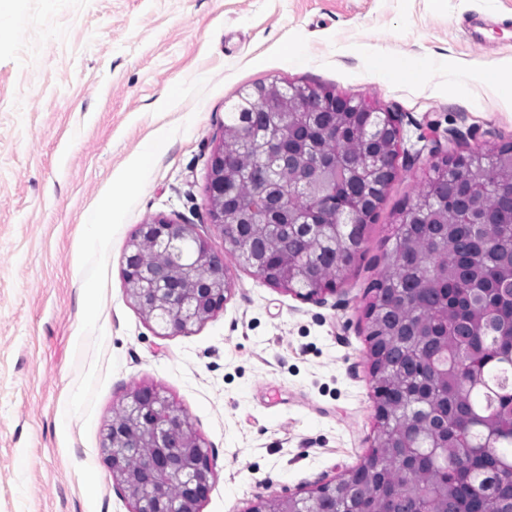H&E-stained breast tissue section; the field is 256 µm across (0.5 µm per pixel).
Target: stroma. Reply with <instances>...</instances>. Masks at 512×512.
<instances>
[{
    "mask_svg": "<svg viewBox=\"0 0 512 512\" xmlns=\"http://www.w3.org/2000/svg\"><path fill=\"white\" fill-rule=\"evenodd\" d=\"M0 26V512H134L103 435L145 387L213 464L200 512L301 497L360 465L377 437L367 307L399 212L441 159L512 143L498 93L449 90L440 70L381 84L369 50L387 64L512 57V0H17ZM292 49L309 63L290 65ZM274 80L366 98L402 123L354 264L309 299L243 266L210 218L224 113ZM161 217L193 225L231 282L222 308L174 336L123 275L139 226Z\"/></svg>",
    "mask_w": 512,
    "mask_h": 512,
    "instance_id": "1",
    "label": "stroma"
}]
</instances>
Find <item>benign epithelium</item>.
<instances>
[{"instance_id":"benign-epithelium-1","label":"benign epithelium","mask_w":512,"mask_h":512,"mask_svg":"<svg viewBox=\"0 0 512 512\" xmlns=\"http://www.w3.org/2000/svg\"><path fill=\"white\" fill-rule=\"evenodd\" d=\"M284 96L289 98L290 107L281 113L282 128L262 142L265 153L282 161L291 156L287 146L295 134L310 127L297 114L318 117L324 112L376 111L362 100L313 88L290 86ZM377 120L389 130L391 146L388 151L370 153V159L391 179L393 157L398 155L401 141L399 120L393 112L379 115ZM291 168L296 170V184L307 191L306 214L325 211L331 204L328 194L312 186L323 170L336 171V164L327 168L313 165L309 154L300 152L294 155ZM231 171L224 148H218L211 161V218L222 229L233 225L244 227L245 232L232 240L231 246L238 251L248 250L251 240L266 238L282 228L277 215L287 210L285 195L269 177L265 194L271 204L262 209L231 208L224 202V177ZM143 241L151 244L155 259L148 261L143 257L140 251ZM250 257L252 267L266 282L277 286L288 283V278L273 275V270L288 267V252L280 253L274 262L254 252ZM125 264L130 297L167 336L183 333L189 326L204 321L223 306L230 291L224 257L215 254L189 224L158 219L140 225ZM122 410L123 419H114L107 426L103 448L113 477L124 486L141 489V495L134 497L135 512H199V505L210 489L213 469L187 418L153 389L134 391ZM293 500V496L262 500L251 512H290L288 503Z\"/></svg>"}]
</instances>
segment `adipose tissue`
<instances>
[{
    "mask_svg": "<svg viewBox=\"0 0 512 512\" xmlns=\"http://www.w3.org/2000/svg\"><path fill=\"white\" fill-rule=\"evenodd\" d=\"M446 68L448 72V85L458 88L470 83H482L491 87L508 88V95L502 96L500 106L503 110L512 112V60H497L489 64L479 65L478 68H465L453 63L447 64L443 60L427 58L419 65L412 66L405 61H398L391 67H377L378 80L386 82L396 78L412 77L424 79L426 74L436 68Z\"/></svg>",
    "mask_w": 512,
    "mask_h": 512,
    "instance_id": "adipose-tissue-1",
    "label": "adipose tissue"
}]
</instances>
